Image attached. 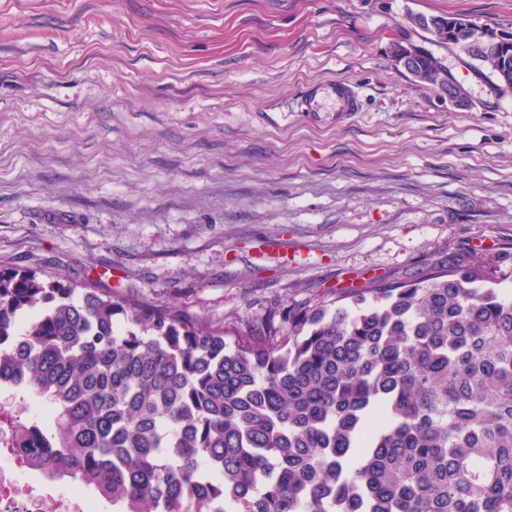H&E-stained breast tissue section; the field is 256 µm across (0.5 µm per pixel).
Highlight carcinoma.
<instances>
[{
  "instance_id": "1",
  "label": "carcinoma",
  "mask_w": 512,
  "mask_h": 512,
  "mask_svg": "<svg viewBox=\"0 0 512 512\" xmlns=\"http://www.w3.org/2000/svg\"><path fill=\"white\" fill-rule=\"evenodd\" d=\"M458 44L491 83L512 70ZM510 277L474 249L230 343L173 306L0 268V380L47 407L10 428L112 512H512Z\"/></svg>"
}]
</instances>
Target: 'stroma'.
I'll use <instances>...</instances> for the list:
<instances>
[{
    "label": "stroma",
    "instance_id": "stroma-1",
    "mask_svg": "<svg viewBox=\"0 0 512 512\" xmlns=\"http://www.w3.org/2000/svg\"><path fill=\"white\" fill-rule=\"evenodd\" d=\"M512 0H0V267L228 329L512 246V91L409 30ZM443 58L459 109L395 68ZM361 110L306 120L309 84ZM422 46L415 44L408 38L403 37L395 46L394 53L401 59L402 65L408 71L417 73L421 70V63L423 68L431 73L430 77H421L418 81L426 86L435 87L438 83L437 69L439 67H445L441 58L437 57L433 52H430L429 57L423 61ZM392 54V53H391ZM395 55L392 54V61L397 68H401L400 61L396 59ZM435 90L439 95L448 99V104L458 107L467 108L471 105V93L461 82L457 79L452 78L449 74L446 76V81H440ZM325 86L328 88L325 89ZM319 94H322V100L326 97L333 102L335 112L339 117L349 119L353 113L360 111V94L355 87L347 83H335L330 86L311 85L307 87L303 95L301 112H307L309 117H314L315 113L322 112V101L317 99ZM336 106H338L337 109Z\"/></svg>",
    "mask_w": 512,
    "mask_h": 512
}]
</instances>
